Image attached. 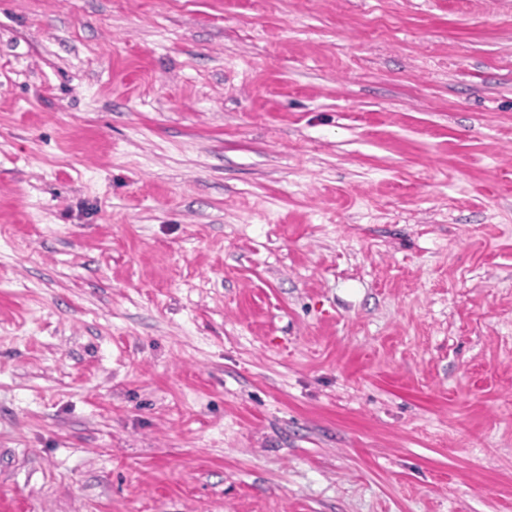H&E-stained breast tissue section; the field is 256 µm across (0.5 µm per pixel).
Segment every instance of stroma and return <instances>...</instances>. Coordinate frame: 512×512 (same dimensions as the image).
Returning a JSON list of instances; mask_svg holds the SVG:
<instances>
[{
  "label": "stroma",
  "mask_w": 512,
  "mask_h": 512,
  "mask_svg": "<svg viewBox=\"0 0 512 512\" xmlns=\"http://www.w3.org/2000/svg\"><path fill=\"white\" fill-rule=\"evenodd\" d=\"M0 512H512V0H0Z\"/></svg>",
  "instance_id": "1"
}]
</instances>
